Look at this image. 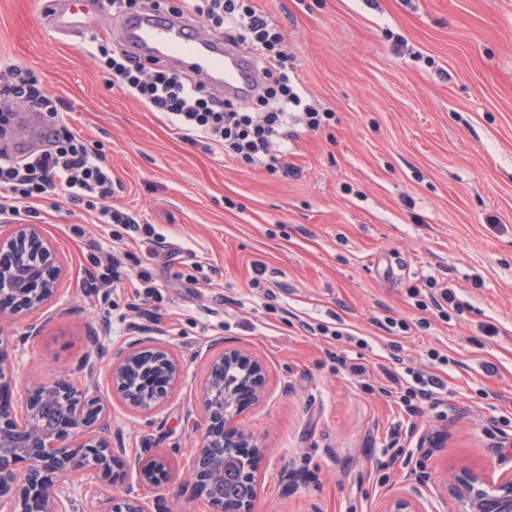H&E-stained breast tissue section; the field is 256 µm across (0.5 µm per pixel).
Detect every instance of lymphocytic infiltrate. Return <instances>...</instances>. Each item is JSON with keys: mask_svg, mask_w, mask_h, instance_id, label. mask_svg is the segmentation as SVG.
Returning a JSON list of instances; mask_svg holds the SVG:
<instances>
[{"mask_svg": "<svg viewBox=\"0 0 512 512\" xmlns=\"http://www.w3.org/2000/svg\"><path fill=\"white\" fill-rule=\"evenodd\" d=\"M173 10L206 21L225 41L249 46L262 70L254 95L259 111H243L185 73L144 62L122 49L109 50L102 42L97 46L99 60L111 75L112 86L165 114L189 145H215L225 156L261 165L268 172L297 175L286 149L290 127L316 131L331 115L319 111L291 80L284 35L252 0H175ZM0 98L10 103L9 109H0V136L12 125L16 104L41 112L49 128L41 148L22 158L0 151V190L6 193L0 202L1 216L39 217V202L55 196L95 212L98 223L119 224L155 237L153 225L139 224L128 211L107 206L115 192L111 166L98 149L63 123L61 99L44 93L34 70L16 65L1 69ZM385 377L404 384L402 402L411 412L419 402L434 400L445 387L439 376L410 368L401 374L386 371Z\"/></svg>", "mask_w": 512, "mask_h": 512, "instance_id": "f902f5d3", "label": "lymphocytic infiltrate"}]
</instances>
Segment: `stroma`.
<instances>
[{"label":"stroma","instance_id":"obj_1","mask_svg":"<svg viewBox=\"0 0 512 512\" xmlns=\"http://www.w3.org/2000/svg\"><path fill=\"white\" fill-rule=\"evenodd\" d=\"M87 4L89 30L53 39L42 0H0V68L40 74L111 166V206L164 241L126 245L93 215L44 202L40 223L67 278L45 309L0 316V348L17 387L61 375L107 406L127 454L76 487L90 512H113L138 459L170 472L143 490L146 502L208 512L183 478L204 428L186 415L210 358L227 349L251 354L266 377L265 400L239 417L269 450L254 512H380L408 489L409 461L424 459L435 496L450 472L493 474L512 459V0H255L285 34L305 96L334 115L289 141L299 173L288 178L184 144L110 87L94 41L122 47L124 16ZM102 250L129 254L118 287L86 283ZM143 268L152 287L137 284ZM428 276L453 289L446 312L411 297ZM392 319L409 331L388 333ZM320 323L344 324L351 340L311 333ZM138 338L184 366L151 411L128 407L110 377L113 352ZM431 349L449 364L433 367ZM406 367L436 369L447 400L404 411L380 386L384 369ZM427 441L436 448L425 458Z\"/></svg>","mask_w":512,"mask_h":512}]
</instances>
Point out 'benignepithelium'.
Masks as SVG:
<instances>
[{
	"mask_svg": "<svg viewBox=\"0 0 512 512\" xmlns=\"http://www.w3.org/2000/svg\"><path fill=\"white\" fill-rule=\"evenodd\" d=\"M66 276L51 242L38 224H13L0 235V314L38 310L57 296ZM156 358L155 375L160 384L136 388L143 357ZM112 383L133 408L135 395L149 394L148 405L161 406L182 378L178 359L165 347L136 340L115 354ZM13 376L9 358L0 352V512H86L84 504L71 496L74 481L94 480L106 474L118 456L126 455L121 438L110 444L102 433L109 420L95 397L80 392L81 405L56 407L53 433L43 429L40 412L44 405L75 390L65 378L35 382L26 389L22 411L15 410L11 391ZM262 365L250 354L229 350L213 359L202 392L205 422L200 448L190 459L188 472L198 493L211 512H253L254 499L234 505L207 497V486L224 478V469L251 480L266 448L252 435L234 425L246 407L258 403L265 393ZM223 448L233 453L221 452ZM163 464H138L137 484L125 489L124 502L117 512H147L141 498L143 486L159 483ZM409 490L385 502L381 512H423L430 475L423 464L412 468ZM431 512H512V469L498 477L462 470L449 479L446 495L430 505Z\"/></svg>",
	"mask_w": 512,
	"mask_h": 512,
	"instance_id": "obj_1",
	"label": "benign epithelium"
}]
</instances>
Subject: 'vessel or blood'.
<instances>
[{"label": "vessel or blood", "instance_id": "b4317fda", "mask_svg": "<svg viewBox=\"0 0 512 512\" xmlns=\"http://www.w3.org/2000/svg\"><path fill=\"white\" fill-rule=\"evenodd\" d=\"M45 4L51 33L64 36L87 27L75 0H45ZM124 44L164 64L180 63L188 73L229 96L251 94L261 78L257 64L248 63L247 52L220 38L201 36L196 23L164 9L126 19Z\"/></svg>", "mask_w": 512, "mask_h": 512}]
</instances>
